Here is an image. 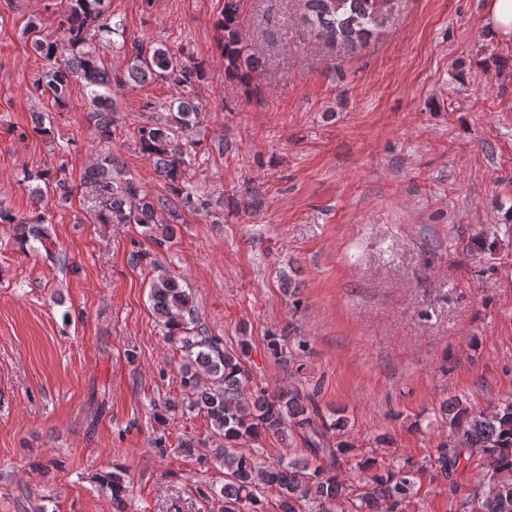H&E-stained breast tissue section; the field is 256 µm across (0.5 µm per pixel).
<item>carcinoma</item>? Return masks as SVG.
<instances>
[{
    "instance_id": "obj_1",
    "label": "carcinoma",
    "mask_w": 512,
    "mask_h": 512,
    "mask_svg": "<svg viewBox=\"0 0 512 512\" xmlns=\"http://www.w3.org/2000/svg\"><path fill=\"white\" fill-rule=\"evenodd\" d=\"M303 2V20L315 36L338 53L354 54L382 29L394 0ZM241 3L224 0L219 25L224 29L225 75L245 81L260 69L261 62L246 52L239 38ZM109 4L110 0H71L70 11L60 23L61 36L35 42L37 51L48 61L36 81L37 89L62 109L70 102L72 83H81L94 107L89 121L105 139L112 134V89L160 79L185 90L198 79L197 68L185 64L166 45L139 40L131 42V55L123 69L101 67L95 51L89 49L91 41L103 32L119 34L125 28L123 20L108 13ZM166 110V117L152 118L139 127L137 144L171 185V197L155 201L136 183L121 178L122 168L110 151L99 152L84 176L95 192L98 221L146 226L153 232L151 241L160 248L172 242V224L181 216L180 210L202 212L208 207L207 200L186 186L187 151L175 141L177 131L196 123L202 106L182 94L171 100ZM27 179L53 183L60 202L72 196V188L63 177L36 172ZM31 196L36 209L28 217L0 208V224L12 226L14 238L24 251L33 248L35 242L43 244L50 239L42 188H31ZM160 211L168 214V220L158 219ZM150 299L164 336L182 353L179 373L188 393L186 399L168 403L166 411L205 413L214 433L224 442L214 453L224 467V487L220 490L224 512H262L260 493L270 488L278 493L281 512H325L327 506L344 499L351 502L352 512H400L406 499L413 496L421 468L409 459L394 469H372L364 491L352 494L346 480L335 474V463L350 445L339 440L333 447L325 437L333 430L345 431V420L323 421L311 396L296 387L276 393L253 388L246 343H240L237 350L229 349L210 334L200 323L191 289L166 271L152 279ZM268 348L280 365L288 367L291 358L280 338L270 337ZM439 415L448 424L449 434L448 440L435 448L433 477L448 479L463 458L476 453L492 464L498 477L475 495L467 509L512 512V397L497 400L489 410H476L453 396L442 402ZM292 429L304 434L308 455L282 457L272 463L257 451L244 449L249 440L262 433L283 435ZM97 482L110 492L114 512H126L129 486L125 471L116 467L99 475Z\"/></svg>"
}]
</instances>
